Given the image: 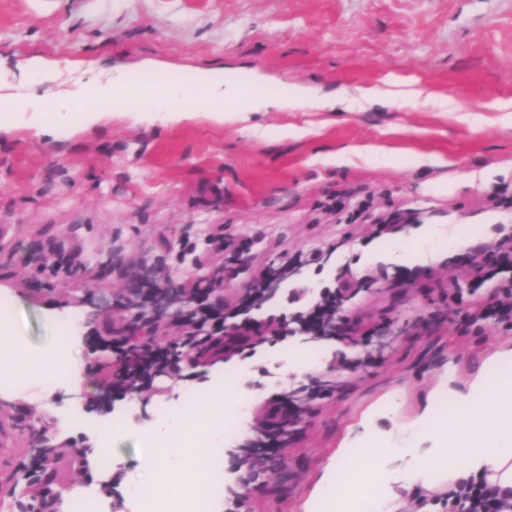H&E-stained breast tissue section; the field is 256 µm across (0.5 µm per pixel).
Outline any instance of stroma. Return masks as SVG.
I'll return each mask as SVG.
<instances>
[{
    "label": "stroma",
    "mask_w": 512,
    "mask_h": 512,
    "mask_svg": "<svg viewBox=\"0 0 512 512\" xmlns=\"http://www.w3.org/2000/svg\"><path fill=\"white\" fill-rule=\"evenodd\" d=\"M39 54L67 64L63 78L41 80L17 67ZM153 59L182 80L193 69L220 68L242 78L258 68L279 92L314 84L332 94L368 89L383 99L355 111L276 108L216 123L200 115L148 126L108 113L93 130L56 139L19 128L0 133V303L11 334L32 350L54 345L67 312L87 313L108 295L112 308L96 329L122 330L134 270L164 262L172 278L207 285L228 251L245 246V268L226 278L236 302L259 272L312 251L334 266H304L298 285L324 287L341 277L371 280L347 306L358 332L387 322L405 332L379 364L350 371L348 339L307 343L266 338L227 360L182 365L140 392L96 404L112 351L75 342L67 358L85 378L26 401L0 398V479L29 461L30 431L79 411L68 438L88 445L91 426L121 420L158 424L156 408L211 390L228 376L248 414L236 444L264 421V404L294 384L319 381L328 395L304 414L300 432L269 463L278 484L249 491L246 512H308L310 496L338 448L392 433L391 395L402 416L439 417L443 376L469 383L496 351L512 347L508 324L422 326L426 312L453 313L448 295L468 289L471 269L456 264L448 234L463 224L478 245L512 226V125L489 111L512 102V0H0V71L31 99L74 88L98 68H131ZM477 173L476 183L464 174ZM371 197L376 211L412 209L419 221L392 237H370L365 224L325 213L330 197ZM224 227V250L204 226ZM196 240L204 266L184 256ZM80 251L84 265L111 262L91 278L50 271L33 248ZM112 512H130L128 492L148 476L146 452L113 435Z\"/></svg>",
    "instance_id": "stroma-1"
}]
</instances>
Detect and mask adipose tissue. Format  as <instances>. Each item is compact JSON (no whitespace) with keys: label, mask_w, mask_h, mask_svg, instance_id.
<instances>
[{"label":"adipose tissue","mask_w":512,"mask_h":512,"mask_svg":"<svg viewBox=\"0 0 512 512\" xmlns=\"http://www.w3.org/2000/svg\"><path fill=\"white\" fill-rule=\"evenodd\" d=\"M146 82L134 83L125 69H102L73 94L24 104L14 95L0 93V132L25 123L39 132L58 136L74 126H96L104 112L115 108L134 120L178 124L199 113L216 121L244 112H262L272 106L318 107L323 94L312 85L295 86L286 98L269 95L273 80L252 70L246 85L225 84L218 69H199L191 86H183L167 76L164 67L145 61ZM68 340L53 349L36 353L9 339L0 340V349L10 354L13 380L8 395L15 400L28 396L33 383L44 392L57 386L56 371ZM512 350L498 354L493 369L496 379L480 375L471 392H447L456 409L448 416L400 422L399 429L410 437L427 435L430 447L387 448L366 443L343 449L326 466L327 478L321 486L320 506L325 512H362L365 502H373L375 512H400L398 487L421 486L429 492H446L458 485L488 480L512 489ZM226 421L213 398L179 402L169 410L165 430L146 425L129 426L127 432L146 444L147 463L154 473L152 482L141 486L139 497L161 506L175 508L180 500L201 484V475L212 459V435L223 433ZM176 435L188 465L181 470L168 467L167 448L158 447L162 432Z\"/></svg>","instance_id":"adipose-tissue-1"}]
</instances>
